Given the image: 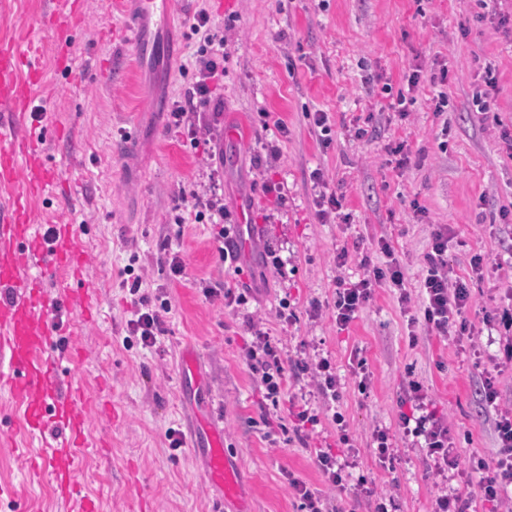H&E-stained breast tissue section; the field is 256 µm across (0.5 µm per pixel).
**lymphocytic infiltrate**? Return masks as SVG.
<instances>
[{"label": "lymphocytic infiltrate", "mask_w": 512, "mask_h": 512, "mask_svg": "<svg viewBox=\"0 0 512 512\" xmlns=\"http://www.w3.org/2000/svg\"><path fill=\"white\" fill-rule=\"evenodd\" d=\"M210 18L199 14L191 29L200 35L204 46L196 58L199 79L185 89L180 100L176 101L171 112L175 127H187V116L198 107L209 106L213 111L224 109V99L219 91L224 85V41L214 39L210 34ZM188 129L189 137H196V128ZM448 228L438 226L431 235L429 249L424 256L425 273L418 288L422 319L428 330L438 335H453L454 338L470 337L473 327L468 323L465 312L472 300L468 287L454 277V269L448 262ZM377 248L386 258L384 266L366 268L357 280L345 278L336 282V298L333 316L338 329L344 330L357 318L359 312L372 299L376 288L383 283H391L399 292L402 304H409L410 293L405 288V276L396 261L393 249L386 239H379ZM141 279H133L129 293L134 297L136 312L128 324L130 335L136 336L143 348L155 347L163 333L164 315L168 304L153 308L145 298L140 297ZM245 359L251 372L257 375L264 388V397L272 406L288 402V414L292 418L293 431L298 436H309L320 422L317 414L311 412L306 403L298 400H285L284 367L281 352L266 332L254 329L253 340L247 347ZM295 374L310 376L322 398L328 403H336L341 398L336 370L328 358L312 360L300 358L294 361ZM482 399L485 405L497 408L499 415L495 421L498 449L493 457L474 455L462 459L455 447L448 420L436 411L430 410L427 390L419 382H410L405 399L411 410L400 413L398 426L404 435L420 440L422 448L431 458L436 475L467 472L478 475L479 489L483 502L490 504V512H500L505 501L512 499V408H500V391L493 379H485L482 384ZM343 446L341 453L329 448L315 451V464L322 477L323 488L312 487L309 483L292 477L288 480L291 495L298 499L304 512H329L328 492L351 490L354 498L372 503L373 512H388L387 493L369 483L366 478H352L351 471L358 465L359 450L355 448L348 432L340 434Z\"/></svg>", "instance_id": "f902f5d3"}]
</instances>
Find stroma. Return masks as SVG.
Here are the masks:
<instances>
[{"mask_svg": "<svg viewBox=\"0 0 512 512\" xmlns=\"http://www.w3.org/2000/svg\"><path fill=\"white\" fill-rule=\"evenodd\" d=\"M49 0H0V47L24 44ZM80 20L71 32L51 28L35 42L34 106L46 123L64 130L48 142L45 163L56 166L69 193L34 200V223L72 225L86 254L85 278L99 295L96 322L76 308L62 310L65 341L80 353L73 381L88 392L83 414L90 439L108 438L110 449H89L76 480L99 512H221L218 492L201 477L192 449L171 448L169 431L184 428L196 401L181 378L185 351L199 360L204 391L224 429L227 454L240 464L242 491L253 512H302L288 491L295 476L321 483L312 449L336 446L331 421L305 441L292 440L286 409L266 405L244 360L250 315L262 317L284 360L331 358L340 378L344 415L359 448L358 472L390 490L393 512H428L441 490L476 494L477 479L436 476L432 461L397 427L408 381L429 389L448 415L462 458L497 449V412L482 400L485 376H495L500 405H512V370L495 367L499 328L486 325L500 311L512 285V150L501 138L512 131V0H176L173 37L177 63L138 74L134 49L121 36L123 18L114 0H79ZM207 12L217 30H228L224 61V110L199 108L194 122L201 145H192L169 112L194 79L198 38L190 25ZM468 34H461V27ZM423 65L407 119L388 112L390 92L407 87L414 65ZM447 67L448 83H431L428 69ZM497 79L496 109L484 114L473 102L486 75ZM448 95L435 114L438 92ZM327 113L322 137L308 113ZM369 118L370 133H348L355 118ZM288 126L280 133L275 119ZM405 143L413 164L399 171L386 145ZM279 145L271 161L266 147ZM283 187L274 206L263 190V169ZM322 170L329 187L344 196L349 222L320 223L311 173ZM216 187L234 218L263 225V233L239 270L225 269L215 230L195 218L190 191ZM447 225L448 262L467 284L466 318L479 335L475 350L428 335L416 322L417 303L402 307L399 292L377 288L347 329L337 330L330 305L338 270L334 256L347 248V271L361 259L378 265L375 247L387 238L401 265L406 289L417 293L424 255L435 225ZM276 250L280 269L264 262ZM488 258L474 272V255ZM182 275H173L172 258ZM141 277V291L168 301L166 332L158 348L125 343L131 317L122 282ZM246 292L238 309L224 305L226 290ZM288 303L290 326L275 312ZM319 317H311L312 305ZM364 365L368 389L353 371ZM106 396L112 421L97 411ZM0 512H68L50 478L34 477V457L61 437L51 429L30 438L0 391ZM388 429L394 459L380 466L374 427Z\"/></svg>", "mask_w": 512, "mask_h": 512, "instance_id": "obj_1", "label": "stroma"}]
</instances>
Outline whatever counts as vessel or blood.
Returning a JSON list of instances; mask_svg holds the SVG:
<instances>
[{
	"instance_id": "1",
	"label": "vessel or blood",
	"mask_w": 512,
	"mask_h": 512,
	"mask_svg": "<svg viewBox=\"0 0 512 512\" xmlns=\"http://www.w3.org/2000/svg\"><path fill=\"white\" fill-rule=\"evenodd\" d=\"M175 0H119L125 17L121 35L134 47L138 70L170 63L178 53L166 38L174 25ZM22 49H0V181L13 185L14 195L0 208V284L12 291L0 299V387L8 388L22 410L28 429L43 434L46 428L66 432L62 448L43 455L40 471L64 490L75 485L74 473L90 443L79 409L85 400L81 387L65 386V361L72 349L58 340V308L62 295L47 294L46 277L65 271L82 298V316L95 321L99 296L84 279L85 255L70 225H54L44 234L31 221L32 198L65 191L56 166L43 164L44 142L62 137L60 128L42 126L38 136L22 134L31 95L17 77ZM38 166L34 179L19 181L24 166ZM202 402L186 424L190 448L202 452V477L219 488L230 512H251L239 484V468L224 449V430Z\"/></svg>"
}]
</instances>
